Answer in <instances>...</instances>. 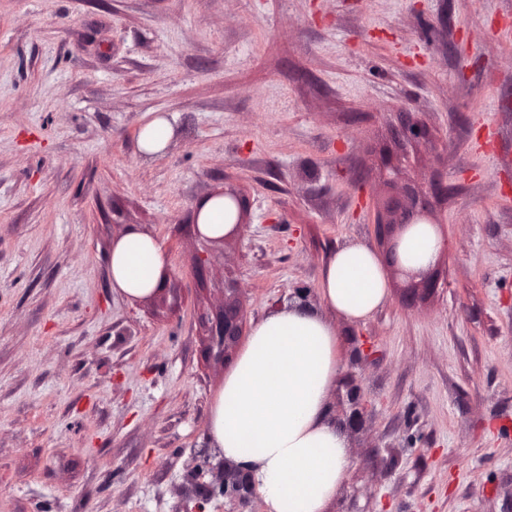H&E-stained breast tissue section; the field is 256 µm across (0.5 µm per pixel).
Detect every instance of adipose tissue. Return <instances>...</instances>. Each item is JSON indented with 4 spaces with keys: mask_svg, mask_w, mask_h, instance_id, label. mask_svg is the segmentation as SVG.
<instances>
[{
    "mask_svg": "<svg viewBox=\"0 0 512 512\" xmlns=\"http://www.w3.org/2000/svg\"><path fill=\"white\" fill-rule=\"evenodd\" d=\"M234 211L230 200L208 198L198 207L200 231L224 235ZM165 264L159 241L128 232L112 249V287L130 298L145 296ZM317 296L320 311L279 307L255 323L209 413L208 440L254 474L265 512H327L335 500L349 459L327 404L340 364L322 311L363 320L386 303L388 284L374 252L348 244L325 264Z\"/></svg>",
    "mask_w": 512,
    "mask_h": 512,
    "instance_id": "ef3b65f1",
    "label": "adipose tissue"
}]
</instances>
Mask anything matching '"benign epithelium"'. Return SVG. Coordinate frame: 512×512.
<instances>
[{"label":"benign epithelium","instance_id":"obj_1","mask_svg":"<svg viewBox=\"0 0 512 512\" xmlns=\"http://www.w3.org/2000/svg\"><path fill=\"white\" fill-rule=\"evenodd\" d=\"M395 139L399 147L411 141H421L437 152L447 150V145L431 136L428 129L421 125L410 112L400 113L399 126ZM390 172L384 179L385 191L376 202L375 224L377 236L383 253L388 255L392 268L415 278L413 289L431 290L436 288L434 270L411 271L400 259L399 249L405 232L415 224L437 223L431 212V200L446 198L448 188L441 182H432L424 188L407 180L404 167L396 162L389 165ZM244 224L243 208H238L234 228L215 239L203 235L198 225H193L197 237L205 241L224 242L240 233ZM214 269L211 257L201 252L193 260L192 274L196 280H207ZM224 300L218 311H201L198 325L203 331V340L209 356L218 362L234 357L235 351L246 336L248 322V303L246 290L236 280L226 277ZM288 304L311 307L317 298L311 288H294L285 299ZM340 390L345 395V408L340 414H332L336 425L352 434L365 424L368 416V402L362 386L353 376L343 375ZM183 497L188 502L201 503L215 497L224 498L229 506L228 512H247L256 498V484L252 473L238 464L224 459L218 448L207 446L194 451L192 466L186 471L183 483Z\"/></svg>","mask_w":512,"mask_h":512}]
</instances>
